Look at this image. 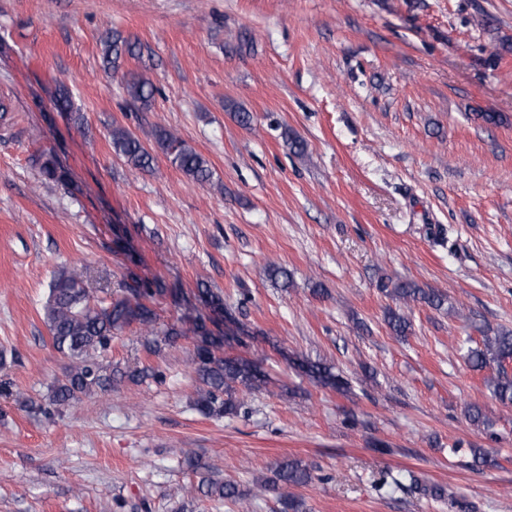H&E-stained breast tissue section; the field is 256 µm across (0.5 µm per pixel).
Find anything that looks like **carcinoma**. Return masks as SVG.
I'll return each instance as SVG.
<instances>
[{
    "label": "carcinoma",
    "instance_id": "cac0c4a2",
    "mask_svg": "<svg viewBox=\"0 0 512 512\" xmlns=\"http://www.w3.org/2000/svg\"><path fill=\"white\" fill-rule=\"evenodd\" d=\"M103 66L107 70L119 68L124 56L135 55V45L112 32L102 39ZM128 94L140 101L144 107L151 105L154 97L153 84L144 78L135 79L126 85ZM112 146L115 153L137 170L153 167V155L140 140L121 127L112 128ZM156 142L162 153L188 179L203 184L210 181L212 171L208 161L192 146L176 134L156 131ZM48 179L62 181L65 171L57 160L47 158L40 166ZM119 293L104 306L91 304L93 289L89 286L86 270L79 267L59 271L49 285L43 308L44 323L51 336L53 347L67 359L64 378L57 381L51 390L49 402L65 405L81 400L94 392H110L124 379L134 374L111 371L103 366L99 357L112 345V336L125 327L137 323L145 330L144 349L155 354L160 350L157 335L172 342L180 336L192 335L196 345L186 359L187 367L199 383L195 406L207 417H235L245 409L244 399L238 396V388L248 392L261 390L267 384V376L258 363L243 357L224 356V342L231 333L219 323L198 312L187 315L178 322L160 331L157 328L153 301L169 295L174 303L180 302V292L164 280H142L130 275L118 284ZM386 295L403 303H425L441 309L448 301L442 291H426L413 282L392 281L380 284ZM387 325L397 336H404L410 328L408 318L397 310L387 311ZM466 359L470 366L482 370L494 366L486 384L496 400L512 405V331L501 330L492 336H481L477 346L467 349ZM297 367L315 381L338 389L345 385L343 379L332 372V368L319 361H301ZM410 487L423 496L442 498L445 490L438 485H427L414 475H409ZM312 480L310 468L302 461L291 459L281 462L276 469V478L263 485L265 491L278 494L282 512H298V501L291 498L285 488L303 486ZM201 492L207 497L227 499L245 504L247 494L231 482L205 479Z\"/></svg>",
    "mask_w": 512,
    "mask_h": 512
}]
</instances>
